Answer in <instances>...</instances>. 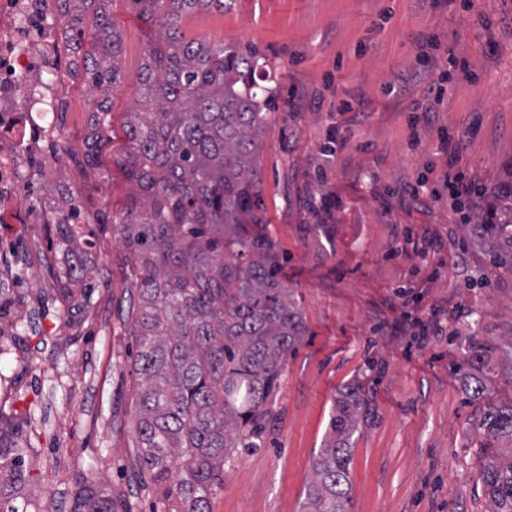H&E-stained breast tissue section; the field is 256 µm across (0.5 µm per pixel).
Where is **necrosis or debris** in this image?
I'll return each instance as SVG.
<instances>
[{"label":"necrosis or debris","mask_w":512,"mask_h":512,"mask_svg":"<svg viewBox=\"0 0 512 512\" xmlns=\"http://www.w3.org/2000/svg\"><path fill=\"white\" fill-rule=\"evenodd\" d=\"M59 27L46 0H0V127L12 128L21 110L54 111L64 81L54 75ZM31 142L25 135L0 140V209L12 199Z\"/></svg>","instance_id":"4bbe7bcc"}]
</instances>
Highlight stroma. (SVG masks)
Returning <instances> with one entry per match:
<instances>
[{"label":"stroma","mask_w":512,"mask_h":512,"mask_svg":"<svg viewBox=\"0 0 512 512\" xmlns=\"http://www.w3.org/2000/svg\"><path fill=\"white\" fill-rule=\"evenodd\" d=\"M103 7L122 38L124 80L91 92L60 36L56 130L68 155L49 178L30 165L24 196L0 221V414L18 428L33 488L9 498L15 512H70L79 479L130 512H167L134 438L128 249L108 229L92 247L77 243L89 286L64 301L51 227L27 211L31 200L65 207L64 185L87 220L108 222L132 193L116 161L155 24L132 0ZM177 26L265 62L277 102L262 137L260 212L307 328L264 447L238 456L209 512H302L335 400L353 386L365 408L349 443V512H487L485 403L466 396L452 367L475 335L495 397L512 396V267L466 228L496 206L512 164V0H224ZM102 101L111 123L96 162L75 165ZM452 166L471 197L449 195Z\"/></svg>","instance_id":"stroma-1"}]
</instances>
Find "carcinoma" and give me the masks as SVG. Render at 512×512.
I'll use <instances>...</instances> for the list:
<instances>
[{"label":"carcinoma","instance_id":"cac0c4a2","mask_svg":"<svg viewBox=\"0 0 512 512\" xmlns=\"http://www.w3.org/2000/svg\"><path fill=\"white\" fill-rule=\"evenodd\" d=\"M158 37L135 79L138 107L129 113V146L120 166L139 196L112 216V234L130 249L127 272L138 293L132 316L135 435L141 467L166 486L173 512H209V495L242 452L264 447L272 400L288 354L306 326L279 279L281 258L259 210L261 136L273 90L251 49L187 41L177 22L224 0H134ZM83 54L92 86L120 82L122 40L105 13L97 15ZM101 102L92 115L86 161L110 124ZM508 218L469 224L492 251L512 262V169L499 184ZM91 237L61 218L52 240L61 248L55 281L69 298L87 287L85 260L73 255ZM486 348L469 337L458 374L470 395L485 398ZM364 399L356 388L337 399L329 440L314 464L304 512H347L349 441ZM487 458L480 481L488 512H512V397L491 400L481 421ZM0 422V494L28 489L23 449ZM177 479L170 480L172 473ZM73 512H117L98 487L78 484Z\"/></svg>","mask_w":512,"mask_h":512}]
</instances>
